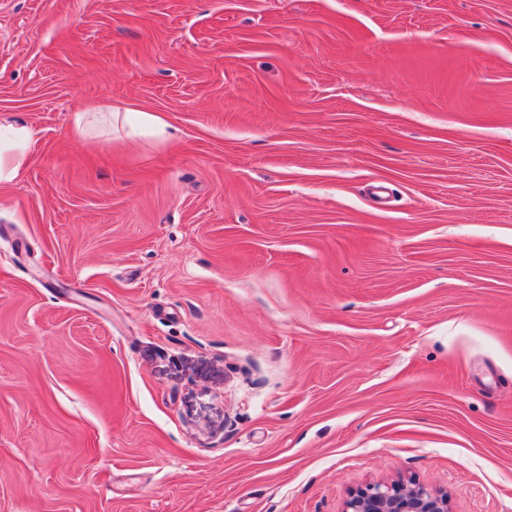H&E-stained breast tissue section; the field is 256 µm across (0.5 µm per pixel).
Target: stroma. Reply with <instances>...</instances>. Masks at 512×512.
I'll use <instances>...</instances> for the list:
<instances>
[{
	"instance_id": "stroma-1",
	"label": "stroma",
	"mask_w": 512,
	"mask_h": 512,
	"mask_svg": "<svg viewBox=\"0 0 512 512\" xmlns=\"http://www.w3.org/2000/svg\"><path fill=\"white\" fill-rule=\"evenodd\" d=\"M0 116V512H512V0H0ZM130 114L134 115L132 121L128 119ZM99 116L112 125L119 123L128 125V136L131 138L147 135L160 145H164L170 140L168 125L160 115L128 104L93 105L75 112L72 118V136L77 140L85 141L89 137L92 121ZM0 127L9 130L10 138L13 140L15 150L3 154L0 151V183L12 181L26 163L27 147L32 140V129L20 122H0ZM448 495L404 480L369 485L351 493L344 512H449Z\"/></svg>"
}]
</instances>
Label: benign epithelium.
Returning <instances> with one entry per match:
<instances>
[{
  "mask_svg": "<svg viewBox=\"0 0 512 512\" xmlns=\"http://www.w3.org/2000/svg\"><path fill=\"white\" fill-rule=\"evenodd\" d=\"M344 512H449L448 495L403 480L379 483L351 493Z\"/></svg>",
  "mask_w": 512,
  "mask_h": 512,
  "instance_id": "benign-epithelium-1",
  "label": "benign epithelium"
}]
</instances>
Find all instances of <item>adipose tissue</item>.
Masks as SVG:
<instances>
[{
	"mask_svg": "<svg viewBox=\"0 0 512 512\" xmlns=\"http://www.w3.org/2000/svg\"><path fill=\"white\" fill-rule=\"evenodd\" d=\"M104 118L113 124H128L130 136L146 135L157 144H166L170 139L168 125L160 115L128 104L106 106L93 105L74 113L71 134L77 140H86L96 118Z\"/></svg>",
	"mask_w": 512,
	"mask_h": 512,
	"instance_id": "1",
	"label": "adipose tissue"
}]
</instances>
